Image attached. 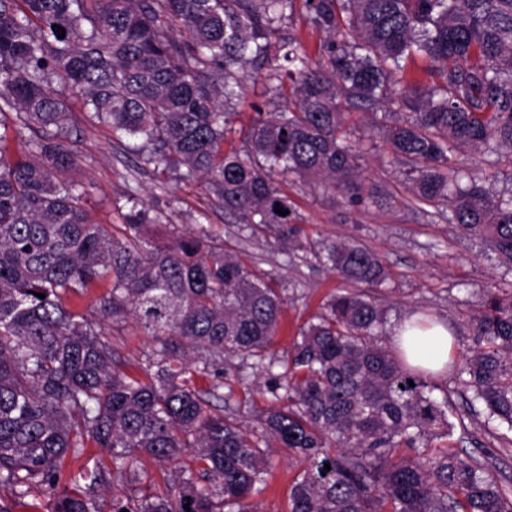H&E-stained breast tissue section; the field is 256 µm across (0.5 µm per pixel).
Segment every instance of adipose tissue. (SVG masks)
Instances as JSON below:
<instances>
[{"instance_id": "obj_1", "label": "adipose tissue", "mask_w": 512, "mask_h": 512, "mask_svg": "<svg viewBox=\"0 0 512 512\" xmlns=\"http://www.w3.org/2000/svg\"><path fill=\"white\" fill-rule=\"evenodd\" d=\"M392 340L410 365L433 373L446 367L452 352L447 327L426 322L418 316L397 324Z\"/></svg>"}]
</instances>
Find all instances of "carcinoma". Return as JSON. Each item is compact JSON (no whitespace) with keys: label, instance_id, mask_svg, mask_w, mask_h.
<instances>
[{"label":"carcinoma","instance_id":"cac0c4a2","mask_svg":"<svg viewBox=\"0 0 512 512\" xmlns=\"http://www.w3.org/2000/svg\"><path fill=\"white\" fill-rule=\"evenodd\" d=\"M294 2L0 0V487L20 498L58 487L52 512H97L98 490L135 472L139 456L169 463L194 448L198 472L138 504L114 500L112 512H261L247 499L265 483L273 442L309 462L289 512H512L491 453L430 449L454 435V394L512 432V293L478 291L475 347L455 387L436 395L380 343L383 259L339 237L319 259L354 288L330 296L276 357L285 299L268 273L208 227L160 239L161 214L135 197L118 236L62 179L77 165L66 102L76 91L84 122L141 141L144 166L201 180L247 236L266 231L282 251H303L274 175L351 206L379 203L382 190L359 179L343 106L379 108L409 191L512 271V193L493 190L502 159L512 166V0H304L326 34L317 60L278 36ZM419 57L427 83L406 80ZM248 66L265 71L274 109L226 153ZM10 128L30 132L16 160ZM467 151L481 166L461 159ZM96 283L108 288L94 321L73 300ZM129 318L154 343L138 375L106 332ZM226 357L266 374L278 401L255 438L211 403L228 409L234 397ZM196 374L213 376L212 389L200 392ZM90 446L110 453L112 469L66 472Z\"/></svg>","mask_w":512,"mask_h":512}]
</instances>
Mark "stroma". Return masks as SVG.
<instances>
[{
	"label": "stroma",
	"instance_id": "35a3bbf8",
	"mask_svg": "<svg viewBox=\"0 0 512 512\" xmlns=\"http://www.w3.org/2000/svg\"><path fill=\"white\" fill-rule=\"evenodd\" d=\"M244 85L235 108L234 130L224 143L228 150L241 147L256 112L272 108L263 84L254 80L252 72H245ZM381 120V114L363 109L353 110L349 117L351 139L363 150L362 179L389 193L382 204L351 208L341 199L322 196L296 176L279 178V186L296 205L301 238L307 246L306 251L295 254L281 252L269 235L250 238L240 232L234 217L216 205L201 181L185 182L172 174L139 168L137 140L115 139L107 126L84 124L73 136L78 165L71 177L86 188V209L96 223H119L118 211L126 207L127 196L132 193L161 211L162 223L156 228L160 238L204 225L223 239L227 250L270 272L286 299L280 333L270 347L278 356L291 347L299 329L320 312L329 295L345 287L341 278L319 263L321 244L341 236L360 239L382 257L388 270L389 279L380 296L390 308V322L420 312L444 322L451 330L453 351L448 368L443 375L429 378L431 384L442 386L454 377L473 345L467 322L475 310V291L487 284L510 291L512 275L505 274L495 255L480 241L461 239L453 225L435 215L432 206L412 198L400 182L399 164L372 132L373 124ZM108 331L128 371L137 372L151 348L150 338L130 319L111 324ZM452 413L464 416L466 424L465 429L455 432V449L471 452L479 444L497 449L493 473L497 479L512 481V446L501 447L495 436L486 433L476 418L468 415L462 399H455ZM305 467L301 458L277 449L255 503L264 512H288L289 489ZM196 468L190 449L167 464L141 457L135 473L114 476L109 489L99 493L97 508L112 512L113 498L135 499L164 492L172 484L174 471Z\"/></svg>",
	"mask_w": 512,
	"mask_h": 512
}]
</instances>
